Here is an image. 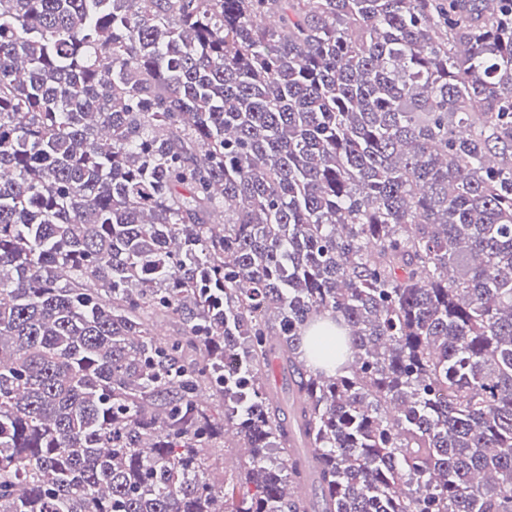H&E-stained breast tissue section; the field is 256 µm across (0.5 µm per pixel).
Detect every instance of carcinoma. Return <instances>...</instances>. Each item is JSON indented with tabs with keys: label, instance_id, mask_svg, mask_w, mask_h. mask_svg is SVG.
I'll list each match as a JSON object with an SVG mask.
<instances>
[{
	"label": "carcinoma",
	"instance_id": "carcinoma-1",
	"mask_svg": "<svg viewBox=\"0 0 512 512\" xmlns=\"http://www.w3.org/2000/svg\"><path fill=\"white\" fill-rule=\"evenodd\" d=\"M0 512H512V0H0Z\"/></svg>",
	"mask_w": 512,
	"mask_h": 512
}]
</instances>
